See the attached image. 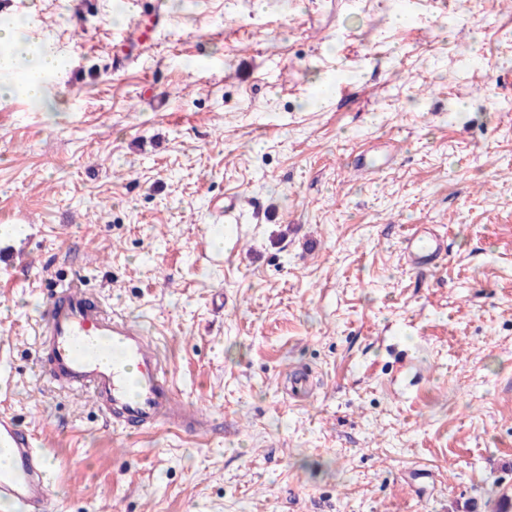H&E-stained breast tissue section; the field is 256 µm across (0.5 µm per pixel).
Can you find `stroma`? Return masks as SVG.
Instances as JSON below:
<instances>
[{"mask_svg": "<svg viewBox=\"0 0 512 512\" xmlns=\"http://www.w3.org/2000/svg\"><path fill=\"white\" fill-rule=\"evenodd\" d=\"M153 6L0 7L63 54L52 106L0 97V226L26 227L0 238V410L48 457L50 512L512 494V0H183L114 73L113 32ZM413 224L447 245L426 274ZM69 271L151 336L208 432L124 434L42 373V288ZM407 264L415 270L436 267L446 255L443 238L429 224H418L401 241Z\"/></svg>", "mask_w": 512, "mask_h": 512, "instance_id": "1", "label": "stroma"}]
</instances>
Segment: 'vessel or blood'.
Here are the masks:
<instances>
[{
  "mask_svg": "<svg viewBox=\"0 0 512 512\" xmlns=\"http://www.w3.org/2000/svg\"><path fill=\"white\" fill-rule=\"evenodd\" d=\"M410 267L437 266L446 254L443 238L418 224L401 242ZM38 361L58 384L89 391L113 427L139 430L167 421L186 431L203 428L196 411L177 397L161 352L127 318L109 313L75 282L53 285L44 296ZM0 504L24 512H48V464L33 433L13 414L0 412Z\"/></svg>",
  "mask_w": 512,
  "mask_h": 512,
  "instance_id": "obj_1",
  "label": "vessel or blood"
}]
</instances>
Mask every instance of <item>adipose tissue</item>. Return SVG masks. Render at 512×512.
Masks as SVG:
<instances>
[{
  "instance_id": "adipose-tissue-1",
  "label": "adipose tissue",
  "mask_w": 512,
  "mask_h": 512,
  "mask_svg": "<svg viewBox=\"0 0 512 512\" xmlns=\"http://www.w3.org/2000/svg\"><path fill=\"white\" fill-rule=\"evenodd\" d=\"M62 54L53 40L34 31L23 36L13 25H0V97L18 96L42 103Z\"/></svg>"
}]
</instances>
